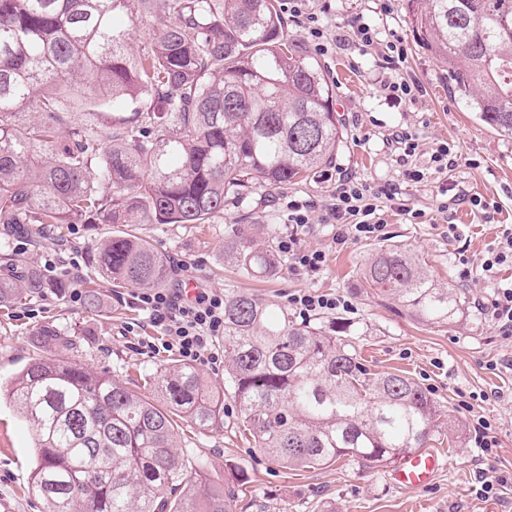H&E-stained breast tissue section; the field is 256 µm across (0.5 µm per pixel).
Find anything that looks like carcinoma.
<instances>
[{"instance_id":"cac0c4a2","label":"carcinoma","mask_w":512,"mask_h":512,"mask_svg":"<svg viewBox=\"0 0 512 512\" xmlns=\"http://www.w3.org/2000/svg\"><path fill=\"white\" fill-rule=\"evenodd\" d=\"M158 9L148 49L132 25ZM413 34L478 118L512 136V0H407ZM336 86L288 38L276 0H0V226L39 235L59 224H210L224 204L307 176L330 161L342 131ZM32 109L38 117L19 119ZM224 259L251 277L281 268L273 231L241 228ZM0 278V307L51 287L18 259ZM94 273L158 288L166 258L131 232L100 239ZM364 279L429 324L451 325L462 294L440 287L423 258L374 249ZM6 385L30 428L31 489L46 512H232L235 485L206 483L176 450L178 416L224 426V395L174 361L139 393L81 363L48 323ZM65 348L67 357L42 355ZM224 374L239 432L290 468L373 469L422 448L441 408L412 378L362 363L356 330L294 320L256 294H224Z\"/></svg>"}]
</instances>
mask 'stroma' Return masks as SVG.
Here are the masks:
<instances>
[{
    "label": "stroma",
    "instance_id": "35a3bbf8",
    "mask_svg": "<svg viewBox=\"0 0 512 512\" xmlns=\"http://www.w3.org/2000/svg\"><path fill=\"white\" fill-rule=\"evenodd\" d=\"M324 32L321 43L307 38L296 21L288 34L326 69L336 86V113L343 138L325 167L302 182L259 190L236 199L224 217L212 224H140L136 231L171 262L168 287L186 281L213 291L255 293L287 306L291 294L311 290L348 303L347 308L319 313L322 324L340 320L360 329L357 342L366 366L373 372H400L415 379L446 414L429 441L441 460L435 480L417 490L395 487L389 468L361 469L336 463L315 468L290 469L260 452L238 431L240 408L224 400V426L202 430L177 419L178 451L187 465L201 458L210 464V480L220 485L242 476L243 486L234 512H512V338L501 336L490 315L499 285L512 282V262L494 274L472 271L462 275L459 255L478 262L495 243L501 225L512 224V138L479 122L474 112L449 90L437 60L422 49L412 32L407 0H306ZM372 26L382 42L404 51L397 69H387L382 57L360 51L357 43L340 44L355 22ZM417 81L423 94L393 102L381 82L387 78ZM418 138L419 149L409 161L390 142L399 129ZM447 143L455 160L448 172L434 170L430 155L437 144ZM423 169L415 183L405 179V165ZM361 182L399 187L395 200L382 201L386 242L425 257L440 285H452L466 296V310L452 325H431L412 317L369 288L362 267L375 241L333 245L335 226L313 224L302 236L308 248L327 252L323 270L310 275L283 263L278 276L258 280L238 272L224 258V240L240 225L263 231L272 224L286 234V203L306 199L323 204L336 187L340 173ZM465 191L467 199L440 213V187ZM488 202V210L471 205V198ZM423 214L411 223L407 210ZM456 224L448 232V224ZM107 224H65L41 244L20 245L11 238L13 254L36 268L47 259L75 258L69 268L70 288H82L87 255L97 240L110 232ZM104 298L96 311L70 297L45 294L20 299L9 315H0V380L9 381L27 361L30 331L52 322L75 334L85 366L107 371L123 380L135 372L156 373L175 360L172 352L144 355L140 344L156 336L130 303L134 286L114 287L98 279ZM491 424L497 448L484 451L471 438L473 420ZM35 454L26 425L9 402L0 403V512H42L30 492ZM499 482L496 495L482 498L475 489L481 479Z\"/></svg>",
    "mask_w": 512,
    "mask_h": 512
}]
</instances>
